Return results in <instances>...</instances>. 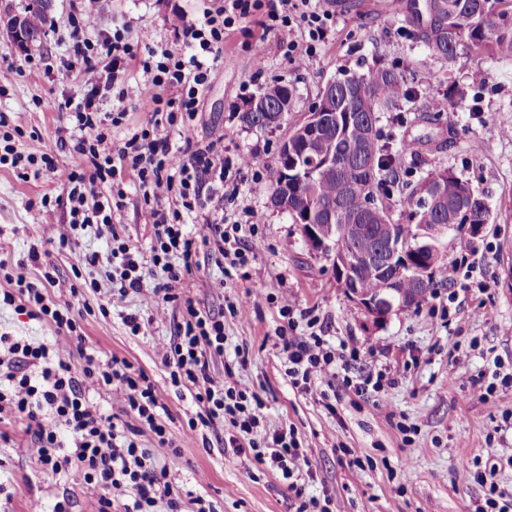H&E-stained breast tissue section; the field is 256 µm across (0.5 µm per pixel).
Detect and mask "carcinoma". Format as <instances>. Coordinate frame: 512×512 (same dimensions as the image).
<instances>
[{"label": "carcinoma", "mask_w": 512, "mask_h": 512, "mask_svg": "<svg viewBox=\"0 0 512 512\" xmlns=\"http://www.w3.org/2000/svg\"><path fill=\"white\" fill-rule=\"evenodd\" d=\"M53 0H27L22 12L23 42L31 44L44 34L52 21ZM407 20L419 32L431 56L450 60L458 51L477 56L512 57V0H408ZM330 104L325 106V95ZM294 95L286 84H273L252 99L241 113V121L250 127H264L265 108L283 97ZM423 99L422 112L438 110L436 99L425 90L407 85L395 69L378 65L363 74L344 72L336 78V89L321 90L313 110L332 115L320 135L296 148L292 164L312 175L303 182L285 181L283 164L274 169L267 196L274 203L288 197V210L301 216L302 234L310 224L332 228L328 244L343 245L367 256L356 269L353 287L365 294H383L390 288L422 286L424 293L446 284L448 265L440 263L425 275V281L401 276L396 270L382 268L372 254L387 225L395 224L399 233L413 240L424 224L469 225L476 234L487 223L489 210L469 183L443 169L412 182L402 176L399 157L419 152L420 139H400L390 147L380 143L376 128L380 112L407 99ZM440 192L441 202H424L431 188ZM398 193L402 210L390 204ZM347 224H359L362 233L348 238Z\"/></svg>", "instance_id": "1"}]
</instances>
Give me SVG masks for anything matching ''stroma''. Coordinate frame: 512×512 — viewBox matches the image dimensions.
I'll list each match as a JSON object with an SVG mask.
<instances>
[{
  "mask_svg": "<svg viewBox=\"0 0 512 512\" xmlns=\"http://www.w3.org/2000/svg\"><path fill=\"white\" fill-rule=\"evenodd\" d=\"M206 5L207 0H104L101 25L130 21L143 43L157 45L170 37L166 18L172 8L197 18ZM332 8L338 18L336 33L305 70L275 50L271 35L266 37L272 51L265 71L254 78L251 46L263 35L261 26L253 22L227 32L203 96L197 137L217 142L228 156L258 152L273 168L290 125L305 121L321 87L342 72L361 73L378 61L400 72L409 86L439 97L447 93L449 82L468 85L471 71L483 69L489 77L477 90L480 111H469L461 103L452 113L430 112L421 120L415 103L407 100L382 112L378 126L386 139H422L419 153L405 158L404 169L415 180L439 169L453 171L487 203L488 224L476 234L463 228L441 238L446 264L458 269L455 283L377 325L340 286L333 255L311 250L288 214L269 210L266 196L253 195V176L246 170L225 185L224 214L241 220L245 210L262 211L263 224H244L240 231L243 241L260 238L262 248L246 276L223 278L220 292L211 286L212 280L222 278L220 267L200 255L199 269L184 280V293L224 318V353L215 358L214 370L231 373L261 395L267 432L294 428L313 472L305 484L306 496H332L344 512H475L485 489L466 472L464 462L497 465L499 489L505 499H512V430L505 429L503 419L504 412L512 411V391L503 390L487 401L478 397L479 383L512 374V138L490 140L484 135L485 123L512 125V57L461 52L451 61L436 59L401 9L384 13L373 0H334ZM72 12L73 0H54L51 28L24 53L11 46L0 26V66L25 65L30 56L38 59L0 96V113L25 132L20 144L24 151L55 149L54 131L61 119L57 105L81 91L74 73L63 66L69 56L65 36ZM272 83L294 90L287 124L248 127L241 113ZM125 190L114 229L150 255L154 228L142 193L132 181ZM60 193L49 176L24 181L0 171V259L6 262L0 270V292L9 289V275L34 277L47 269L56 281L50 289L53 299L78 310L93 308L83 329L88 345L102 359L118 356L143 368L169 411L167 424L180 457L157 447L151 434L141 435L140 441L167 464L168 479L182 496H207L219 512H295L285 481L228 447L235 433L231 422L201 436L184 434L197 406L187 390L171 386L156 349L172 336L180 307L169 306L165 319L157 321L150 302L113 295L105 275L107 239L94 230L81 232L76 244L64 249L47 241L38 244V236L47 238L52 227L33 229L32 207L42 197L54 199ZM34 248L39 251L35 261L29 257ZM79 253L97 254L99 260L76 275L71 264ZM286 295L298 309L319 314L330 347L358 350L356 359L337 361L313 393L294 387L285 374L276 331L285 323L279 301ZM238 300L248 301L246 316L232 314L230 305ZM131 313L153 319L151 335H131L123 323ZM384 368L393 372L394 385L378 393L354 391L353 382ZM5 430L13 445L0 447V512H26L31 498L50 504L63 493L73 502L72 512H87L95 490L75 476L46 472L22 422H12ZM342 446L355 449L364 468L341 460Z\"/></svg>",
  "mask_w": 512,
  "mask_h": 512,
  "instance_id": "obj_1",
  "label": "stroma"
}]
</instances>
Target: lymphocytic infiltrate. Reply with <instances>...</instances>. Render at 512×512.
Returning a JSON list of instances; mask_svg holds the SVG:
<instances>
[{
	"label": "lymphocytic infiltrate",
	"mask_w": 512,
	"mask_h": 512,
	"mask_svg": "<svg viewBox=\"0 0 512 512\" xmlns=\"http://www.w3.org/2000/svg\"><path fill=\"white\" fill-rule=\"evenodd\" d=\"M101 0H78L77 19L69 33L68 70L76 72L85 89L81 97L64 98L58 105L63 122L56 142L69 149L77 165H59L53 152L23 153L16 140L21 128L11 126L0 113V170L22 179L43 174L59 182L69 206V217L59 221L48 200H41L33 221L53 227L52 241L67 247L80 231L96 228L112 236L106 256L119 296L137 294L158 312L171 305L182 308L176 333L159 350L173 385L190 391L199 410L189 419L185 433L211 428L232 417L239 435L232 441L235 454H246L266 469L281 474L293 492L295 512H332L329 503L305 497L304 483L310 463L299 448L294 431L266 436L261 421L263 400L249 385L227 384L211 369L224 352V321L185 297L183 279L199 268L202 249L217 261L247 267L260 240L245 243L238 236L241 223H261L259 211L250 209L244 221H226L211 205L224 199V183L233 168L255 172L252 190L263 194L272 171L255 152L227 158L216 143L196 136V118L204 92L211 83V63L224 48V35L255 15L262 27L275 31L278 48L297 68L311 66L319 49L336 30L335 11L320 0H216L214 7L191 20L179 11L166 20L171 39L140 50L130 22L98 27ZM140 67L143 81L138 99L146 120L129 128L121 145H113L112 131L124 126L127 109L102 111L97 99L106 93L124 98L123 85L130 67ZM182 147H174V139ZM139 186L155 229L151 262L165 277L144 287V265L139 252L126 240L113 237L114 212L124 196L126 179ZM169 207H161V200ZM194 215L203 224L200 236L190 235L184 218ZM50 272L30 280L17 275L13 288L0 300L45 321L55 328L53 341L0 334V423L25 421L44 469L52 474L73 473L97 495L89 512H183L182 503L153 450L137 436L154 435L157 446L178 455L179 447L165 421L166 406L146 371L124 358L101 360L85 338L70 304L54 300ZM279 312L289 329L306 326V339H285L282 351L286 373L294 386L310 390L336 363L334 352L316 331L317 318L298 311L294 301L281 298ZM118 404L134 425H120L99 408L100 402Z\"/></svg>",
	"instance_id": "lymphocytic-infiltrate-1"
}]
</instances>
